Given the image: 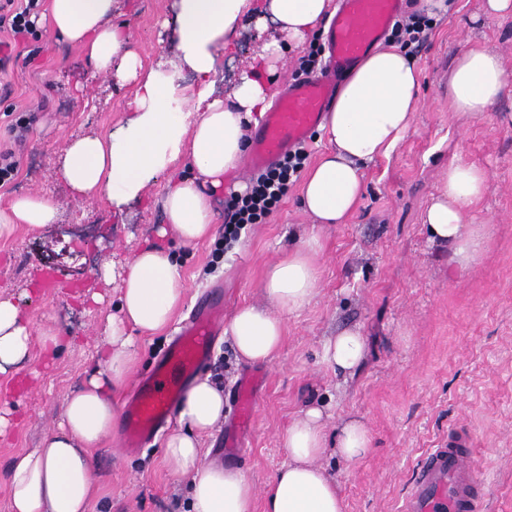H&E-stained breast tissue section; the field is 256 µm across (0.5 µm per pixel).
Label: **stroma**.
Wrapping results in <instances>:
<instances>
[{
    "mask_svg": "<svg viewBox=\"0 0 512 512\" xmlns=\"http://www.w3.org/2000/svg\"><path fill=\"white\" fill-rule=\"evenodd\" d=\"M175 0H119L114 23L128 24L144 65L173 59L176 43L161 22ZM25 37L35 56L19 60L0 78V147L13 143L10 126L26 117L30 130L20 169L0 185V206L20 193L51 197L56 223L32 231L14 225L0 236V295L15 299L29 325H57L65 335L56 351L31 338L20 369L0 374V408L10 425L0 432V512H10L8 469L18 453L40 447L59 420L66 395L101 355L99 331L106 309L88 305L91 291L116 295L96 278L105 263L122 267L153 241L158 209L133 202L121 213L106 204L79 202L58 171L72 140L117 130L126 119L131 89L93 75L82 51L51 39L49 5ZM252 25L238 28L219 55L217 90H227L254 54ZM479 45L512 72V16L488 20L484 0H452L436 19L429 41L411 53L421 73L420 102L396 149L365 169L363 199L343 224H314L300 207L302 175L262 223L242 230L228 250L224 226L212 238L184 246L165 238L188 281L182 307L169 327L136 334V359L127 387L150 372L196 304L224 302L232 319L244 305L262 301L266 266L307 236L319 245L318 293L304 309L285 314L286 335L272 360L238 359L230 334L217 342L207 377L224 390V415L234 413V390L252 368L265 373L251 433L237 456L221 454L223 428L202 438L206 465L233 466L264 489L288 460L281 437L311 405L326 416L328 439L350 418L363 419L371 448L348 463L326 451L322 465L338 482L344 512H402L424 456L461 433L475 450L481 512H512V89L491 111L454 112L448 73L457 54ZM485 170L488 192L464 212L466 223L486 225L490 238L480 263L464 274L448 266L446 245L430 241L424 213L442 171L455 163ZM56 276L43 285L44 272ZM366 341L361 365L343 374L327 366L323 344L341 331ZM120 432L89 453L95 491L88 512H188V481L166 464L163 442L125 453Z\"/></svg>",
    "mask_w": 512,
    "mask_h": 512,
    "instance_id": "stroma-1",
    "label": "stroma"
}]
</instances>
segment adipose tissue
<instances>
[{
    "instance_id": "obj_1",
    "label": "adipose tissue",
    "mask_w": 512,
    "mask_h": 512,
    "mask_svg": "<svg viewBox=\"0 0 512 512\" xmlns=\"http://www.w3.org/2000/svg\"><path fill=\"white\" fill-rule=\"evenodd\" d=\"M115 0H51L50 34L84 53L95 75L133 85L124 104L128 117L120 134H87L70 142L58 171L76 199L105 201L120 211L142 200L159 178L163 192L152 202L162 225L158 242L143 245L122 269L106 265L97 276L119 281L118 312L103 329L105 354L94 372L64 400L60 420L42 447L14 457L8 473L10 512H87L94 492L92 449L111 437L118 421L115 397L135 362L130 328L153 334L166 328L187 291L181 264L162 238L191 245L212 236L224 178L244 157L248 126L270 108L272 77L287 61V45L301 46L318 34L336 11L334 0H176V60L144 66L132 32L113 23ZM255 26L273 20L279 34L264 41L252 63L225 96L214 94L218 51L240 20ZM191 71L192 84L181 81ZM420 72L397 46L365 55L348 74L323 119L329 147L309 168L301 187V208L315 224H343L363 193V168L389 155L407 132L419 105ZM512 84L500 58L480 47L459 54L448 74L452 111L487 112ZM185 173H177L178 164ZM485 172L457 163L443 171L424 223L432 239L446 243L449 264L471 269L486 250L483 226L465 223L466 207L488 191ZM58 208L37 192L15 197L0 208V233L24 224L35 230L55 223ZM319 242L308 237L288 256L269 264L262 280L264 302L234 314L229 331L238 357L249 362L273 358L284 335L285 314L305 308L318 293ZM44 348L57 349L60 329L32 331L16 301L0 296V374L29 355L32 334ZM366 344L359 331L329 338L323 359L348 373L362 362ZM224 417V393L210 380L193 384L179 404L180 427L166 439L163 457L186 477L189 512H344L339 485L320 465L326 451V415L311 406L282 436L289 462L264 491L240 470L201 465V439ZM371 444L367 426L350 419L336 429L335 453L353 462Z\"/></svg>"
}]
</instances>
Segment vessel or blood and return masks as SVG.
<instances>
[{
	"label": "vessel or blood",
	"instance_id": "obj_1",
	"mask_svg": "<svg viewBox=\"0 0 512 512\" xmlns=\"http://www.w3.org/2000/svg\"><path fill=\"white\" fill-rule=\"evenodd\" d=\"M402 0H339L329 23L326 75L291 83L266 113L252 142L248 162L258 171L305 144L336 94L340 76L376 46L398 18ZM224 325V309L205 306L182 326L153 369L132 390L122 415L125 452L147 447L166 424L186 388L211 359ZM262 376L244 374L237 385L236 408L225 444L236 454L240 438L252 427ZM474 455L461 443L430 451L404 503L403 512H478Z\"/></svg>",
	"mask_w": 512,
	"mask_h": 512
}]
</instances>
